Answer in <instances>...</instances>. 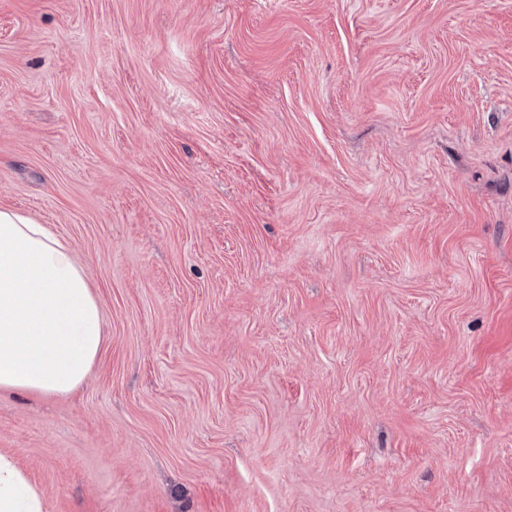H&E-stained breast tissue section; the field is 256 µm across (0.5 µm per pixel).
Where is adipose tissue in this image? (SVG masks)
<instances>
[{
  "label": "adipose tissue",
  "instance_id": "adipose-tissue-1",
  "mask_svg": "<svg viewBox=\"0 0 512 512\" xmlns=\"http://www.w3.org/2000/svg\"><path fill=\"white\" fill-rule=\"evenodd\" d=\"M103 323L69 244L51 225L0 209V390L72 393L98 357ZM0 512H47L41 489L3 453Z\"/></svg>",
  "mask_w": 512,
  "mask_h": 512
}]
</instances>
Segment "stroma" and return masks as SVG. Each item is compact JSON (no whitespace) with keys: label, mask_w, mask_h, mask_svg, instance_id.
Instances as JSON below:
<instances>
[{"label":"stroma","mask_w":512,"mask_h":512,"mask_svg":"<svg viewBox=\"0 0 512 512\" xmlns=\"http://www.w3.org/2000/svg\"><path fill=\"white\" fill-rule=\"evenodd\" d=\"M0 209L105 313L48 512H512V0H0Z\"/></svg>","instance_id":"obj_1"}]
</instances>
